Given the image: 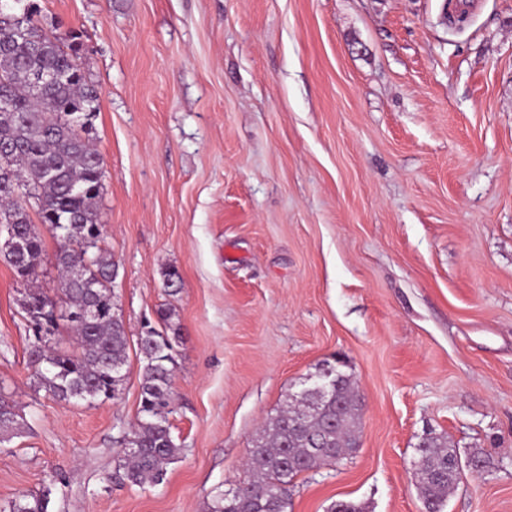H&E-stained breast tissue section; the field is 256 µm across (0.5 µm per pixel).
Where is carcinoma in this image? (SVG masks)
Masks as SVG:
<instances>
[{
  "label": "carcinoma",
  "mask_w": 512,
  "mask_h": 512,
  "mask_svg": "<svg viewBox=\"0 0 512 512\" xmlns=\"http://www.w3.org/2000/svg\"><path fill=\"white\" fill-rule=\"evenodd\" d=\"M38 9L30 0H0V90H8L13 109L0 112V149L9 151L0 163V223L18 226L26 239L16 255L0 257L21 281L36 280L44 257V240L36 223L54 228L56 267L61 290L55 303L64 312L54 318L44 311L49 295L39 287L26 289L20 306L33 342L29 363L38 387L56 401L87 404L116 399L123 390L128 360V337L120 314L111 305L112 255L93 245L81 250L86 236L101 226L99 201L104 170L87 130L97 111L98 95L87 83L76 56L56 37L43 32ZM49 71L55 83L36 96L29 74ZM89 259L88 277L73 279L70 269ZM102 314L82 316L90 299ZM75 336L76 348L62 352L54 346L59 321ZM177 336L149 324L138 336L142 360L137 421L124 438L118 468L121 480L133 485L164 480L166 466L178 458L168 415L174 404L172 351ZM309 385L288 396L287 404L256 439L247 461L240 491L224 492L210 512H288L289 487L299 474L341 456L357 440L359 413L351 408L356 386L352 375L337 371L336 386L327 390L315 413L305 414ZM24 419L16 405L0 395V436L21 429ZM460 460L456 449L441 437L419 444L415 482L424 508L442 512L457 480L453 469ZM50 490L22 495L8 512H47Z\"/></svg>",
  "instance_id": "carcinoma-1"
}]
</instances>
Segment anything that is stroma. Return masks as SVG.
Here are the masks:
<instances>
[{"label": "stroma", "instance_id": "35a3bbf8", "mask_svg": "<svg viewBox=\"0 0 512 512\" xmlns=\"http://www.w3.org/2000/svg\"><path fill=\"white\" fill-rule=\"evenodd\" d=\"M99 93L100 211L128 337L120 398L33 386L25 291L0 259V505L208 512L289 394L342 359L359 446L288 512H423L422 438L486 461L445 512H512V0H35ZM177 270L178 290L165 286ZM171 313L172 436L156 486L115 478L145 321ZM24 419L16 409V405L0 394V436L19 431ZM50 490L22 495L11 502L8 512H47Z\"/></svg>", "mask_w": 512, "mask_h": 512}]
</instances>
